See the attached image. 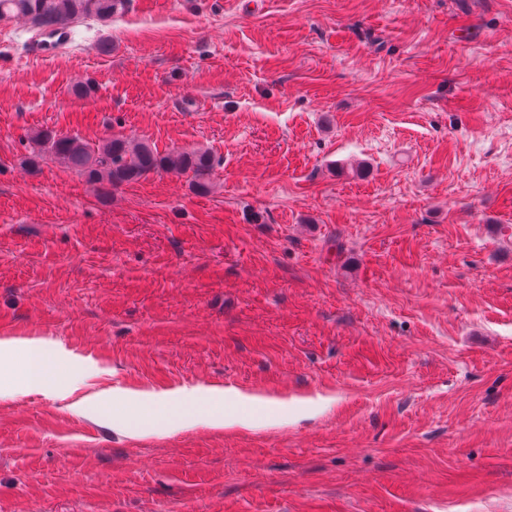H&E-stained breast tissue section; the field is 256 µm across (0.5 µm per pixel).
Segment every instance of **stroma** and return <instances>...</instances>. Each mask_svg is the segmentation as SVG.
I'll list each match as a JSON object with an SVG mask.
<instances>
[{
    "mask_svg": "<svg viewBox=\"0 0 512 512\" xmlns=\"http://www.w3.org/2000/svg\"><path fill=\"white\" fill-rule=\"evenodd\" d=\"M38 37L0 21V338L288 418L0 398V512H512V0H130ZM46 127L207 149L213 189L29 171ZM265 403L270 414L279 422L288 418V404L279 400H260L234 388L183 386L170 392H129L113 388L72 402L69 409L75 414L107 422L120 429L149 430L158 425L165 415L166 424L172 429H192L199 424L211 428L246 427L249 421L241 413H224V406L245 408ZM123 403L134 407L138 417L126 412H116L112 406Z\"/></svg>",
    "mask_w": 512,
    "mask_h": 512,
    "instance_id": "1",
    "label": "stroma"
}]
</instances>
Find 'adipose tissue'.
<instances>
[{"instance_id": "obj_1", "label": "adipose tissue", "mask_w": 512, "mask_h": 512, "mask_svg": "<svg viewBox=\"0 0 512 512\" xmlns=\"http://www.w3.org/2000/svg\"><path fill=\"white\" fill-rule=\"evenodd\" d=\"M22 353L25 360L24 391H37L54 399L70 400L75 414L107 422L120 429L149 430L158 422L172 429H191L206 424L215 429L248 426L242 409L256 405V397L234 388L183 386L170 392L102 391L73 400L93 365L74 361L61 342L41 338L0 339V354ZM66 368L64 382H56L52 363Z\"/></svg>"}]
</instances>
